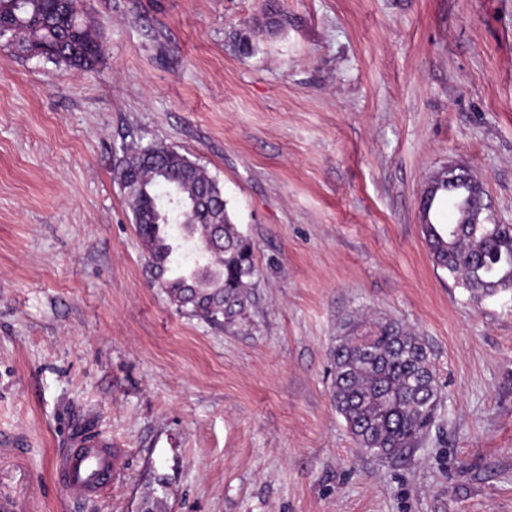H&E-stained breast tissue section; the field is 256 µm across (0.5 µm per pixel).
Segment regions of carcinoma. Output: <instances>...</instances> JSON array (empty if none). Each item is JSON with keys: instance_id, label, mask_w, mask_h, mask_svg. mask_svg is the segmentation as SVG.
<instances>
[{"instance_id": "carcinoma-1", "label": "carcinoma", "mask_w": 512, "mask_h": 512, "mask_svg": "<svg viewBox=\"0 0 512 512\" xmlns=\"http://www.w3.org/2000/svg\"><path fill=\"white\" fill-rule=\"evenodd\" d=\"M86 0H0V49L70 68L95 67L106 54ZM113 178L126 194L147 254V271L178 311L215 327L245 318L258 275L254 244L232 223L216 179L170 146L127 150ZM447 182L433 179L421 205L423 240L434 264L472 284L477 299L512 293V226L466 224L457 235L440 221ZM178 226L174 237L167 227ZM348 320L330 349L332 401L357 446L380 459H400L433 424L441 391L423 337L394 321L374 335L355 334Z\"/></svg>"}]
</instances>
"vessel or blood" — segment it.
Wrapping results in <instances>:
<instances>
[{
	"label": "vessel or blood",
	"instance_id": "b4317fda",
	"mask_svg": "<svg viewBox=\"0 0 512 512\" xmlns=\"http://www.w3.org/2000/svg\"><path fill=\"white\" fill-rule=\"evenodd\" d=\"M27 442L0 432V512H39L40 496L27 476ZM117 455L111 440L99 435L77 438L58 458L57 485L84 500L98 498L111 487Z\"/></svg>",
	"mask_w": 512,
	"mask_h": 512
}]
</instances>
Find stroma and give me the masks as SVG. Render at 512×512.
I'll list each match as a JSON object with an SVG mask.
<instances>
[{"instance_id": "obj_1", "label": "stroma", "mask_w": 512, "mask_h": 512, "mask_svg": "<svg viewBox=\"0 0 512 512\" xmlns=\"http://www.w3.org/2000/svg\"><path fill=\"white\" fill-rule=\"evenodd\" d=\"M87 0L90 71L0 51V431L25 432L44 512H512V294L434 265L420 197L451 163L512 224V0ZM161 141L215 178L259 275L239 324L150 287L113 180ZM392 319L443 400L405 461L354 443L329 349ZM92 431L118 471L53 480ZM117 455L112 442L99 435L77 438L58 458L57 485L83 500H94L112 486Z\"/></svg>"}]
</instances>
